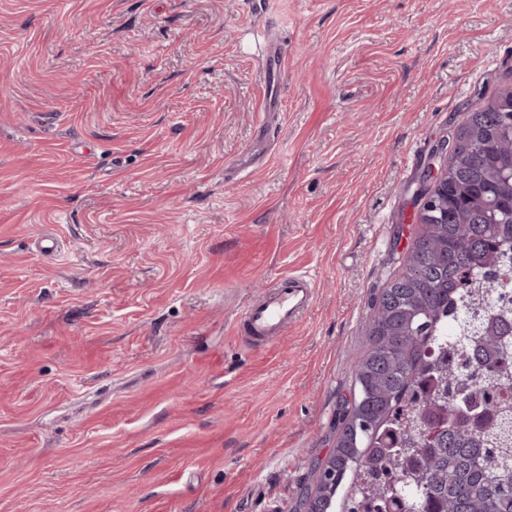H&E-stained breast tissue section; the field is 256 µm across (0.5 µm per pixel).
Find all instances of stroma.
<instances>
[{
  "instance_id": "1",
  "label": "stroma",
  "mask_w": 512,
  "mask_h": 512,
  "mask_svg": "<svg viewBox=\"0 0 512 512\" xmlns=\"http://www.w3.org/2000/svg\"><path fill=\"white\" fill-rule=\"evenodd\" d=\"M510 88L512 0H0V512H293L433 145ZM314 287L306 273H289L277 279L242 313L241 324L248 338L266 343L288 334L312 307Z\"/></svg>"
}]
</instances>
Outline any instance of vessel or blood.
Masks as SVG:
<instances>
[{"instance_id":"obj_1","label":"vessel or blood","mask_w":512,"mask_h":512,"mask_svg":"<svg viewBox=\"0 0 512 512\" xmlns=\"http://www.w3.org/2000/svg\"><path fill=\"white\" fill-rule=\"evenodd\" d=\"M315 299V284L305 273L277 279L243 311L241 324L248 338L266 343L298 325Z\"/></svg>"}]
</instances>
